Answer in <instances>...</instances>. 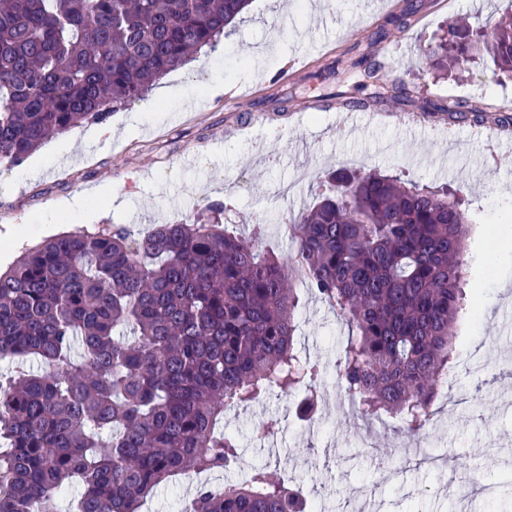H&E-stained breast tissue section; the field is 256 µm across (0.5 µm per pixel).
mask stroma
<instances>
[{
	"instance_id": "1",
	"label": "stroma",
	"mask_w": 512,
	"mask_h": 512,
	"mask_svg": "<svg viewBox=\"0 0 512 512\" xmlns=\"http://www.w3.org/2000/svg\"><path fill=\"white\" fill-rule=\"evenodd\" d=\"M400 14L410 16V26L377 41ZM505 17L512 19V0H252L228 37L156 82L168 92L161 104L145 95L108 122L78 125L21 166L1 170L0 251L16 258L78 226L93 232L123 224L138 234L154 224H188L205 204L221 201L230 233L247 236L264 225L266 249L286 256L293 246L283 222L316 203L329 172L360 166L460 188L463 209L476 219L464 257L477 315L458 326L454 391L438 395L422 442L448 460L447 469L406 463L391 427L364 430L337 377L349 328L300 282L298 348L324 369L319 422L310 428L297 418V392L228 412L222 427L243 454L219 480L239 483L263 466L329 512H362L372 489L394 512H501L512 504V460L504 456L512 445V351L500 333L512 315V154L484 130L512 128V78L497 77L486 57L440 77L427 49L450 21L489 37ZM358 43L394 48L380 77L403 75L411 100L375 103L351 77L340 86L350 99L345 108L307 109L338 87L313 72ZM215 78L230 91L203 96L202 86ZM287 94L288 110L278 112ZM450 95L485 101L490 110L423 114L424 100ZM418 113L423 123L406 127L405 117ZM109 188L125 198L123 209L107 205L102 192ZM79 196L93 205L87 221L44 223L47 211ZM273 418L274 442L258 440L257 428ZM380 446L394 458V477L383 485L372 465ZM475 470L488 493L461 496Z\"/></svg>"
}]
</instances>
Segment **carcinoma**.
<instances>
[{"label":"carcinoma","mask_w":512,"mask_h":512,"mask_svg":"<svg viewBox=\"0 0 512 512\" xmlns=\"http://www.w3.org/2000/svg\"><path fill=\"white\" fill-rule=\"evenodd\" d=\"M252 0H0V169L50 137L103 123L153 82L215 46ZM480 55L512 75V24L484 39L452 23L434 69ZM327 71L380 83L369 54ZM428 112H485L453 100ZM191 224L77 230L25 250L0 272V359L44 370L0 377V512H141L179 475L241 456L217 432L224 412L272 392L315 413L320 369L295 349L302 279L353 330L337 365L363 420L427 430L454 368L465 302L470 222L457 192L376 170L327 175L326 191L289 220V260L226 232L216 214ZM192 512H308L299 488L263 467L243 483L197 485Z\"/></svg>","instance_id":"cac0c4a2"}]
</instances>
